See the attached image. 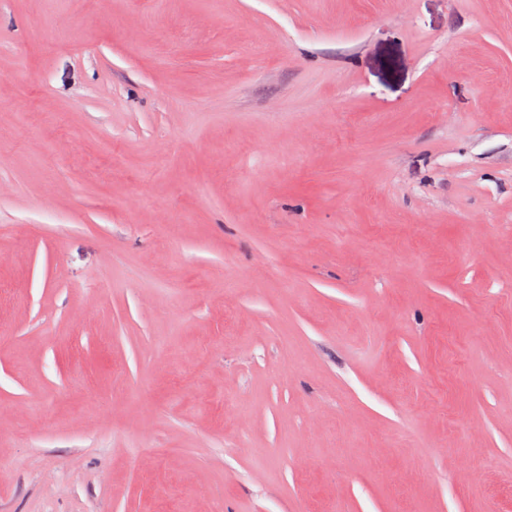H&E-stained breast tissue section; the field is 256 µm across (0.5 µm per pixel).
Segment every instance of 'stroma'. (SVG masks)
Returning a JSON list of instances; mask_svg holds the SVG:
<instances>
[{
  "label": "stroma",
  "instance_id": "1",
  "mask_svg": "<svg viewBox=\"0 0 512 512\" xmlns=\"http://www.w3.org/2000/svg\"><path fill=\"white\" fill-rule=\"evenodd\" d=\"M0 512H512V0H0Z\"/></svg>",
  "mask_w": 512,
  "mask_h": 512
}]
</instances>
